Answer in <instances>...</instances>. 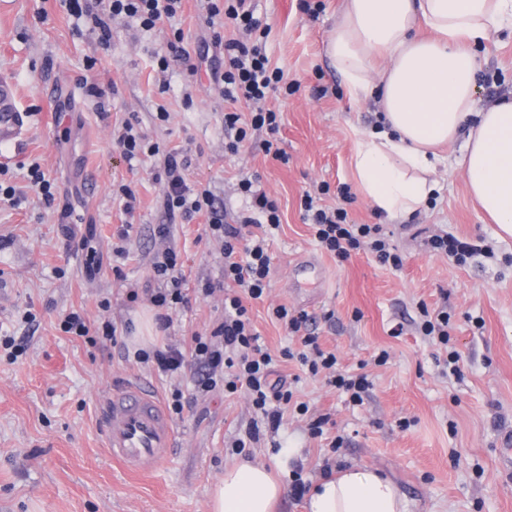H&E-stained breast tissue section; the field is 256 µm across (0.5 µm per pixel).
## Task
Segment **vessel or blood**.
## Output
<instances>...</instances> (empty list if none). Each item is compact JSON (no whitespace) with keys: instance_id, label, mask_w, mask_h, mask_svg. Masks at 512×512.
<instances>
[{"instance_id":"vessel-or-blood-1","label":"vessel or blood","mask_w":512,"mask_h":512,"mask_svg":"<svg viewBox=\"0 0 512 512\" xmlns=\"http://www.w3.org/2000/svg\"><path fill=\"white\" fill-rule=\"evenodd\" d=\"M16 88L11 79H0V138L16 136L19 120ZM106 446L116 462L128 470L143 472L161 466L171 452L174 432L155 395L135 384L108 394L104 399Z\"/></svg>"}]
</instances>
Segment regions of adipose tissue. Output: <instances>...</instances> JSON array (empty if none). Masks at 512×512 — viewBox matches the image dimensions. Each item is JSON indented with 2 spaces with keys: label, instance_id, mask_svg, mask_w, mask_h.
<instances>
[{
  "label": "adipose tissue",
  "instance_id": "ef3b65f1",
  "mask_svg": "<svg viewBox=\"0 0 512 512\" xmlns=\"http://www.w3.org/2000/svg\"><path fill=\"white\" fill-rule=\"evenodd\" d=\"M504 27L512 0H343L327 55L352 99L380 103V127L351 157L376 213L401 220L424 208L439 190L440 147L460 139L470 195L512 235V98L473 110L475 48ZM283 491L266 466L237 463L212 487L209 512H272ZM307 509L408 512V503L389 478L351 467L313 487Z\"/></svg>",
  "mask_w": 512,
  "mask_h": 512
}]
</instances>
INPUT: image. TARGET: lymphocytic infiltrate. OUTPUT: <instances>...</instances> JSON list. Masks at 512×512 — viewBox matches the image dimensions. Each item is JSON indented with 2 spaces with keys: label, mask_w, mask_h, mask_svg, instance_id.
Returning a JSON list of instances; mask_svg holds the SVG:
<instances>
[{
  "label": "lymphocytic infiltrate",
  "mask_w": 512,
  "mask_h": 512,
  "mask_svg": "<svg viewBox=\"0 0 512 512\" xmlns=\"http://www.w3.org/2000/svg\"><path fill=\"white\" fill-rule=\"evenodd\" d=\"M182 2L59 0L70 16L92 17L99 40L104 44L112 38L113 21L132 22L148 32L163 20L175 18ZM208 14L213 29L212 44L224 52V70L220 75L224 100L232 106L241 101L253 105L246 116L234 109L225 113L224 128L229 133L227 150L238 153L251 140L253 132L263 130L268 137L261 142V150L274 159L285 160V153L273 141L279 132L280 115L264 106L269 92L282 82L283 73L271 67L262 46L250 39L252 32L260 27V20L255 18L248 0H209ZM229 26L239 30V37H225L223 30ZM113 143L130 163L146 156L163 155L166 209L188 217L205 216L206 232L221 242L224 254L222 285L227 291L222 320L213 326L210 334L194 335L190 350L173 344L139 349L134 353L137 361L152 364L167 376L182 374L188 364H195L199 369L194 379L195 392H208L219 386L231 394L245 392L255 415L273 430L279 429L283 422L284 407H291L300 415L307 414L308 405L295 401L286 379L275 377L273 357L263 346L246 306L247 301L262 299L268 287L271 258L267 238L281 225L277 204L256 189L252 178H242L239 188L249 201L250 213L237 223H228L219 217L210 191L188 183L185 164L178 152L160 153L136 122L125 121ZM302 206L314 240L329 254L345 260L351 253L366 250L381 265L395 269L402 266L401 255L390 244L381 225L351 223L343 205H320L308 195L304 196ZM151 275L157 286L149 301L156 310L158 329L165 331L172 324L170 310L188 306L190 302L189 288L174 248L156 254ZM272 315L300 337L299 348L281 350L283 359L297 361L309 376L323 378L327 385L345 393L350 402L362 404L364 395L373 386L372 380L364 373L348 374L339 370L336 354L324 351L318 336L309 331L307 313L289 310L281 304L273 308Z\"/></svg>",
  "instance_id": "f902f5d3"
}]
</instances>
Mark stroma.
Masks as SVG:
<instances>
[{"label":"stroma","mask_w":512,"mask_h":512,"mask_svg":"<svg viewBox=\"0 0 512 512\" xmlns=\"http://www.w3.org/2000/svg\"><path fill=\"white\" fill-rule=\"evenodd\" d=\"M266 52L290 86L267 105L280 112L278 146L287 162L255 148L225 151L224 98L208 61L188 76L183 61L160 71L157 58L174 30L196 54L210 31L207 0H186L181 16L150 32L116 22L102 45L91 18L74 20L58 0H0V78L12 79L23 124L0 144V167L24 196L0 203V336L22 342L10 360L0 349V512H209L212 486L235 455L253 413L247 395L223 389L198 395L190 409L172 415L175 448L167 464L132 475L109 457L103 400L113 390L140 382L161 401L174 389L191 392L193 374L160 375L130 353L164 343L188 345L209 333L224 315V294L192 297L172 311L159 331L147 290L157 251L175 248L189 287L223 279L221 245L206 237L205 217L170 216L158 174L162 154L178 150L190 183L209 189L228 222L245 216L238 189L243 177L280 211L281 227L268 240L269 288L252 303L254 324L275 354L277 374L293 379L308 415H285L277 437L263 436L251 460L268 465L282 483L294 468L305 480L359 466L376 468L398 486L409 512H512V236L501 233L471 200L462 173L463 143L443 147L441 191L426 210L404 221H383L355 191L351 155L363 133L376 127L375 100L355 102L332 66L326 45L340 0H252ZM476 110L512 95V32L490 33L477 50ZM102 88L91 94L86 84ZM169 118L159 121V108ZM135 119L162 153L128 163L112 133ZM39 162L54 184L56 202L46 207L27 177ZM134 190L137 208L126 257L112 256V232L127 220L119 186ZM329 187L334 205L340 187L352 188L347 206L355 224H384L401 269L367 253L339 261L312 238L301 202ZM68 217H61V209ZM171 227L159 238L157 225ZM453 235L476 246L493 245L494 258L475 256L463 267L434 255L433 235ZM137 299H130V291ZM110 310H102L101 301ZM285 304L308 313L324 350L343 370L369 374L373 387L362 404H349L323 378L281 359L298 336L272 320ZM446 308L460 373L435 361L438 349L417 329L420 305ZM31 320H24L23 311ZM82 312L90 328L111 319L116 343L66 334L63 316ZM402 335H392L396 324ZM389 359L375 361L379 351ZM328 415L322 436L311 419ZM408 420L409 429L399 426ZM340 448H332L334 439Z\"/></svg>","instance_id":"obj_1"}]
</instances>
